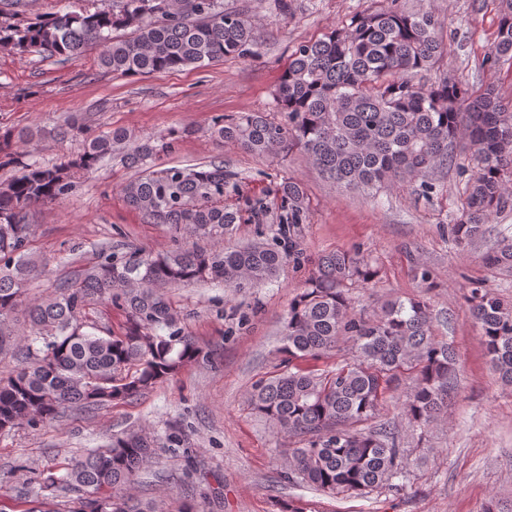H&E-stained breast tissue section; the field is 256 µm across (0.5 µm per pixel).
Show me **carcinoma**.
<instances>
[{
    "label": "carcinoma",
    "instance_id": "carcinoma-1",
    "mask_svg": "<svg viewBox=\"0 0 512 512\" xmlns=\"http://www.w3.org/2000/svg\"><path fill=\"white\" fill-rule=\"evenodd\" d=\"M0 46L63 61H77L97 46L101 67L143 76L249 56L257 43L250 17L224 10L221 0H112V7L93 12L58 11L0 26ZM443 51L433 14L407 12L391 0L296 46L276 93L283 120L262 112L221 114L211 135L261 156L284 157L297 146L328 182L346 189L418 180L427 195L443 187L442 175L452 167L468 179L465 206L448 232L459 244L473 241L492 214L512 210L505 185L512 176V103L490 88L473 90L456 80L414 83L411 73L433 65ZM509 61L512 0H499L496 37L482 64L497 68ZM191 134L177 129L132 145L120 129L89 135L85 117L75 113L57 135L83 138V150L49 167L18 151L24 132L0 126V168L19 170L0 183V351L18 335L13 325L19 306H25L33 331L31 343L18 350L21 367L0 378L1 432L50 423L67 409L133 399L203 355L185 336L165 289L210 282L239 291L272 279L286 261L299 258L298 242L287 230L304 223L308 206L302 183L293 178L279 187L280 236L287 243L222 249L192 244L232 235L242 214L224 207L234 179L224 162L157 164ZM462 141L472 153V168L459 152ZM108 154L136 170L122 187L126 203L149 223L169 225L182 244L169 252L131 249L121 255L105 246L99 263L64 278L52 295L23 302L26 280L35 271L28 255V208L67 199ZM485 262L512 268V246L488 252ZM374 275L358 251L323 255L316 276L288 306L285 370L250 394L252 408L276 432L299 437L288 449L281 474L286 482L329 494L395 489L393 479L403 477L397 437L385 426L365 431L358 425L375 417L382 395L406 372L415 381L406 403L411 422L428 425L448 408L455 359L435 340L424 300L396 299L373 319L350 311L344 287ZM97 301L124 310L122 332L101 335L87 326L86 308ZM467 308L493 370L511 385L512 308L480 288L471 289ZM342 338L355 355L336 369L324 374L293 364L322 358ZM154 455V439L130 431L68 463L64 475L46 469L34 482L44 489L65 485L78 504L71 512H165L160 502L136 492Z\"/></svg>",
    "mask_w": 512,
    "mask_h": 512
}]
</instances>
